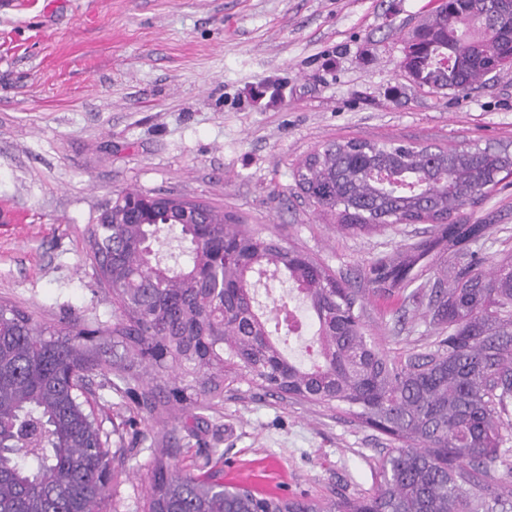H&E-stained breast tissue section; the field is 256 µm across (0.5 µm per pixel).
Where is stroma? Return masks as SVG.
<instances>
[{
  "label": "stroma",
  "instance_id": "obj_1",
  "mask_svg": "<svg viewBox=\"0 0 512 512\" xmlns=\"http://www.w3.org/2000/svg\"><path fill=\"white\" fill-rule=\"evenodd\" d=\"M434 0H0V303L61 328L112 323L88 229L118 194L201 201L242 228L281 239L339 281L432 233L401 224L339 230L293 171L328 142L404 140L435 147L512 142V68L467 94L413 85L403 40ZM489 225L485 259L512 251V186L465 209ZM261 306L304 318L285 350L309 363L312 315L285 277L261 280ZM365 328L390 354L433 335L418 299L368 295ZM111 368L89 396L111 450L120 512H143L156 461L224 471L271 495L320 500L371 493L384 436L341 409L246 382L223 401L141 407Z\"/></svg>",
  "mask_w": 512,
  "mask_h": 512
}]
</instances>
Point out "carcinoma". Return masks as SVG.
Here are the masks:
<instances>
[{
    "instance_id": "cac0c4a2",
    "label": "carcinoma",
    "mask_w": 512,
    "mask_h": 512,
    "mask_svg": "<svg viewBox=\"0 0 512 512\" xmlns=\"http://www.w3.org/2000/svg\"><path fill=\"white\" fill-rule=\"evenodd\" d=\"M512 52V0H440L403 44L406 75L420 88L467 94ZM512 177L508 146L433 151L415 143L333 141L308 154L295 180L341 230L370 233L431 224L433 235L373 263L367 288H350L294 247L189 203V218L158 210L128 221L123 193L88 238L96 274L111 289L112 370L131 393L141 372L154 382L142 403L209 409L224 384L246 380L272 395L336 405L390 437L375 492L307 501L224 484L155 465L146 512H490L512 500L502 448L512 439V252L485 265L472 249L485 224L456 217ZM176 233L185 260L164 264L157 247ZM453 274L423 293L436 335L391 356L366 335L365 295L405 293L435 257ZM288 277L315 321L317 360L285 356L272 337L274 309L257 305L255 277ZM103 346L74 319L61 329L0 305V512H98L112 497L115 457L86 410L87 379Z\"/></svg>"
}]
</instances>
